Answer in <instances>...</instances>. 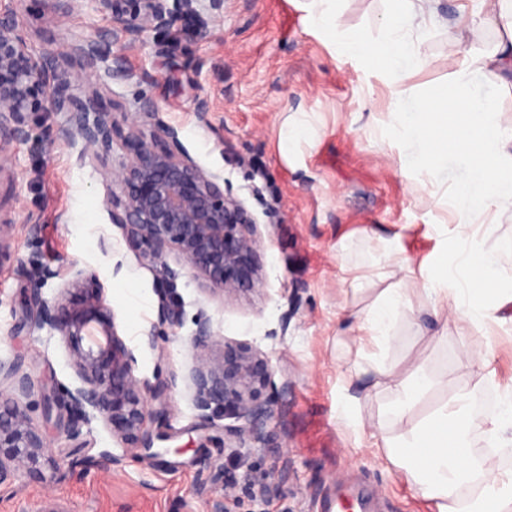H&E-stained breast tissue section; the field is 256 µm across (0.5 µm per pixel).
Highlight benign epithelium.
I'll use <instances>...</instances> for the list:
<instances>
[{
	"instance_id": "benign-epithelium-1",
	"label": "benign epithelium",
	"mask_w": 512,
	"mask_h": 512,
	"mask_svg": "<svg viewBox=\"0 0 512 512\" xmlns=\"http://www.w3.org/2000/svg\"><path fill=\"white\" fill-rule=\"evenodd\" d=\"M95 2L97 10L132 40L176 17L205 38L207 15L223 8V0H208L205 6L201 0ZM66 55L79 59L85 70L96 76L104 51L100 39L80 36L67 43ZM40 93L47 110L67 115L66 123L55 130V139L68 144L82 142L84 150L104 165L112 159L114 143H121L123 159L118 168L108 169L119 183L120 193H110L105 207L111 223L124 229L129 245L143 250L144 258L156 265L161 285L174 286L188 270L202 278L209 293L224 299L263 287L256 222L230 188L187 157L177 130L156 122V130L147 136L136 119L123 129L97 94L78 96L73 92L68 70L43 65L30 54L16 19L0 17V133H6L8 140H32L33 130L22 113L32 108ZM171 251L176 254L172 264L167 261ZM20 270L29 288L19 328L47 326L55 331L69 348L81 379L79 387L64 389L60 398L53 393L44 395L45 412L63 408L72 438L80 435L79 423L99 417L112 427L124 447L138 449L145 457L156 456L146 422L153 414L151 402L161 397L162 390L149 395L142 392L134 357L117 333L97 274H79L50 305L41 295V284L50 271L40 257L32 254L20 260ZM214 343L210 320L202 316L191 344L208 351ZM187 382L200 408L215 406L223 410L224 418L234 420L224 426L227 435L261 440L257 423L274 413V403L262 397L271 382L269 356L246 345L226 344L223 357L199 359ZM35 388L22 359L0 362V396L7 395L0 399V484L17 467L37 471L50 447L47 436L32 426L24 405Z\"/></svg>"
}]
</instances>
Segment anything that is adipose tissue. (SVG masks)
<instances>
[{"label":"adipose tissue","mask_w":512,"mask_h":512,"mask_svg":"<svg viewBox=\"0 0 512 512\" xmlns=\"http://www.w3.org/2000/svg\"><path fill=\"white\" fill-rule=\"evenodd\" d=\"M391 2L383 41L372 44L362 36H348L334 49L339 60L380 69L395 82L420 62L410 32L422 27L425 17L419 0ZM493 107L494 98L487 93L397 101L404 130L401 170L422 163L436 165L451 153L463 164L464 174L454 190L455 254L451 262L421 267L418 278L383 289L368 309L342 313L358 344L352 375L366 379L368 391L395 397L383 438L389 461L416 492L433 501L436 512H512V472L489 469L478 458L469 440L468 392L458 393L451 409L414 418L415 406L436 387V379L413 357L387 364L368 358L367 353L390 343L396 316L410 308L418 292L431 298L435 309L450 311L455 326L463 322L480 326L501 312L512 315V282L504 279L495 254L479 247L473 224L476 212L512 204V171H503L498 164L512 152V133L487 127L484 118ZM484 423L488 447L512 446L511 392L485 414Z\"/></svg>","instance_id":"1"}]
</instances>
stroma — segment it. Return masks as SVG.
<instances>
[{
	"mask_svg": "<svg viewBox=\"0 0 512 512\" xmlns=\"http://www.w3.org/2000/svg\"><path fill=\"white\" fill-rule=\"evenodd\" d=\"M433 8L432 20L412 34L418 67L394 84L359 63L339 61L333 32L308 24L296 0H224L206 40L177 20L136 43L114 30L93 0L55 14L42 0H0V17H22L31 54L65 67L76 94L97 93L120 122L154 104L157 121L177 130L186 155L231 184L256 222L265 281L261 290L227 301L185 274L175 288L180 324H161L156 266L128 245L104 207L113 188L110 174L81 144L50 140L65 113H25L35 139L0 144V225L6 228L0 238V360L22 358L41 381L30 398L31 418L53 447L38 476L20 468L0 485V512H45L53 502L65 512H212L227 486L234 489L227 512H315L320 497L344 488L358 496L364 512H432L372 434L392 395L363 400L345 381L356 345L339 314L368 308L383 288L404 279V271L383 256L388 241L414 264L435 265L445 228L457 222L453 188L463 167L452 155L438 168L401 172L395 95H460L477 86L495 99L487 124L512 127V77L479 64L503 37L482 23L487 0H435ZM390 10V0H339L335 32L380 41ZM462 12L472 21L459 29L455 20ZM80 34L99 36L103 68L122 67L123 76H87L79 60L66 56V42ZM452 34L458 40L453 51ZM202 100L203 118L197 111ZM154 122L142 120V131L151 132ZM288 124L304 132L285 143L281 131ZM474 222L483 248L512 276V205ZM103 238L112 246L106 253L99 248ZM343 242L349 250H340ZM34 250L53 272L42 286L46 302H54L80 271L97 272L142 387L164 390L147 424L158 436L156 457L132 456L98 418L82 425L74 442L45 421L44 393L81 381L55 332L18 327L28 282L17 261ZM345 264L368 276L362 289L346 281ZM202 313L219 340L214 355L230 342L271 359L265 395L276 415L264 422L262 449L253 455L225 447L224 419L199 409L187 386L197 356L190 339ZM418 320L429 328L419 341L413 337ZM153 328L158 335L151 342L146 333ZM487 344L493 357L486 369L465 360V353ZM409 353L440 380L416 405L417 417L462 387L493 397L512 390V323L485 334L474 327L447 330L430 300L417 295L377 357L390 364ZM105 452L118 465L90 468Z\"/></svg>",
	"mask_w": 512,
	"mask_h": 512,
	"instance_id": "1",
	"label": "stroma"
}]
</instances>
